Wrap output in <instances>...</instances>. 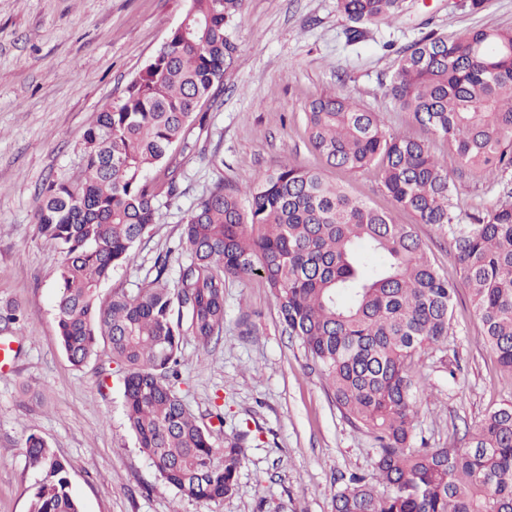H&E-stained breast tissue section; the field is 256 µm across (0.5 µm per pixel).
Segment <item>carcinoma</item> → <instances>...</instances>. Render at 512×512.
<instances>
[{"label": "carcinoma", "mask_w": 512, "mask_h": 512, "mask_svg": "<svg viewBox=\"0 0 512 512\" xmlns=\"http://www.w3.org/2000/svg\"><path fill=\"white\" fill-rule=\"evenodd\" d=\"M244 0H186L169 33L122 97L85 133L83 180L52 182L38 233L63 253L56 302L60 345L75 367L105 354L124 370L126 424L137 448L183 498L230 495L246 434L222 448L174 389L183 337L206 347L224 328L229 278L259 275L280 323L320 367L337 408L376 445L374 474L351 473L332 512H512V401L486 413L466 448H414L422 393L413 373L444 346L456 286L426 256L408 224L353 196L321 172L288 163L241 187L217 180L182 228L187 258L134 295L103 293L177 191L150 170L173 153L237 51L226 32ZM351 42L396 17L403 0H338ZM386 95L443 138L494 202L465 223L453 210L447 163L409 135L389 134L343 93L308 105L312 148L331 168L375 176L418 224L448 235L486 345L512 373V31L430 35L404 50ZM21 304H0V329ZM41 475L30 512H81L63 461L40 436L25 442ZM382 489H377V486Z\"/></svg>", "instance_id": "obj_1"}]
</instances>
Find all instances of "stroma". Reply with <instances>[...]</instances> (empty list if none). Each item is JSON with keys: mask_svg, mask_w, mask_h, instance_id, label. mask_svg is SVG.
<instances>
[{"mask_svg": "<svg viewBox=\"0 0 512 512\" xmlns=\"http://www.w3.org/2000/svg\"><path fill=\"white\" fill-rule=\"evenodd\" d=\"M186 0H0V301L23 319L8 334L15 355L0 371V512H29L40 481L25 440L43 437L65 462L82 512H332L341 474L372 473L369 433L341 415L317 366L283 332L275 298L257 276L224 289V330L202 347L184 337L177 389L209 425L215 447L246 433L233 493L217 502L180 497L139 452L123 414L121 376L106 359L74 368L57 333L55 303L63 256L39 235L41 191L82 176L85 132L116 102L176 27ZM337 0H245L227 29L237 52L224 83L201 105L203 124L177 149L180 194L160 197L161 218L134 260L105 291L133 294L179 241L193 203L217 180L251 183L281 162L322 168L325 178L412 225L428 256L457 282L446 347L422 356L414 381L423 393L415 437L428 446L465 447L467 433L493 406L512 399V374L486 348L483 327L449 238L415 223L366 174L323 168L311 148L305 111L342 92L376 113L385 129L423 140L448 163L459 215L487 206L485 184L460 174L447 143L419 126L385 94L406 48L430 34L512 30V0H406L405 11L346 38Z\"/></svg>", "mask_w": 512, "mask_h": 512, "instance_id": "35a3bbf8", "label": "stroma"}]
</instances>
